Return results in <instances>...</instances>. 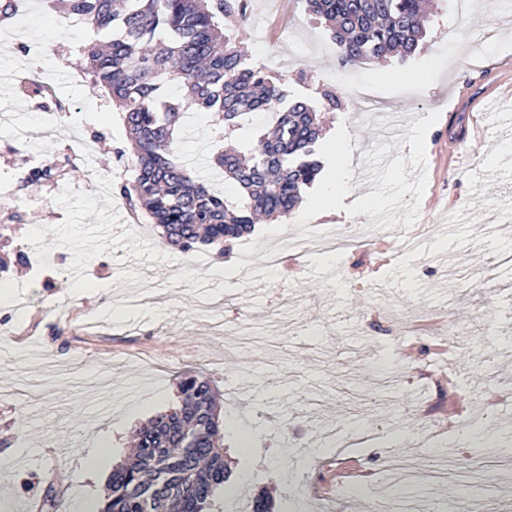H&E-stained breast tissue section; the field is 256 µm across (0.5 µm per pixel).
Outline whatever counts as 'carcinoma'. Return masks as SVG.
<instances>
[{
  "mask_svg": "<svg viewBox=\"0 0 512 512\" xmlns=\"http://www.w3.org/2000/svg\"><path fill=\"white\" fill-rule=\"evenodd\" d=\"M63 19L91 34L81 48L85 72L119 114L134 178L123 194L161 228L181 253L215 248L219 258L251 233L259 216L285 219L322 170L320 112L288 90V81L249 62L239 33L249 0H61ZM427 0H305L329 23L344 66L392 57L405 62L425 35ZM214 115L218 137L251 124L257 112L270 130L248 155L230 147L213 154L233 182V198L217 194L175 158L185 114ZM24 266L15 248L0 271ZM179 406L137 433L132 462L112 469L103 512H212L230 482L224 434L211 380L179 383Z\"/></svg>",
  "mask_w": 512,
  "mask_h": 512,
  "instance_id": "carcinoma-1",
  "label": "carcinoma"
}]
</instances>
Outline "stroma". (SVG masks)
Returning <instances> with one entry per match:
<instances>
[{"mask_svg": "<svg viewBox=\"0 0 512 512\" xmlns=\"http://www.w3.org/2000/svg\"><path fill=\"white\" fill-rule=\"evenodd\" d=\"M457 0H435L426 37L406 62L340 65L323 20L304 0H252L254 28L241 32L253 63L286 76L290 90L321 104V90L343 93L325 116L324 133H340L352 147L350 195L339 213L306 221H262L233 244L226 258L165 247L158 231L127 220L122 184L132 180L124 155L127 135L101 90L81 79L77 51L86 33L60 28L57 14L39 0H23L18 25L23 40L0 44V112L12 127H31L38 109L14 81L24 68L52 78L53 95L84 113L81 124L64 119L55 139L35 141L48 156L66 155L75 139L89 141L88 158L110 184L91 193L84 167L56 179L0 189V220L21 212L8 230L14 245L39 247L62 273L47 286L28 285V269L0 273L11 289L26 287L30 304L18 312L13 297L0 300V460L19 465L0 478V512H31L48 483L60 492L57 512H78L70 495L104 504L113 466L131 452L137 430L178 401L187 372L207 374L221 394L224 445L232 457V491H267L272 512H291L289 473L313 454L321 427L347 434L381 432L380 442L313 466V490L330 489L332 512H362L382 505L389 482L386 456L420 464L421 500L451 499L469 512L487 494L492 512H512V466L498 431L478 418L475 385L489 369L512 374V206L497 205L512 183V152L496 126L460 111L462 93H481L484 66L512 76V24L475 0L460 12ZM491 31L478 49L468 40ZM48 45L46 59L24 54V41ZM368 87L370 107L348 91ZM442 92V108L430 106ZM394 113L390 138L376 140V112ZM470 139H455L459 124ZM425 131L427 147L401 151ZM216 146L207 112L192 119L178 146L180 160L208 174ZM385 167L381 213L363 210L366 169ZM87 164V165H88ZM333 234L349 240L336 257L309 255L277 268L265 262L287 235ZM251 246L247 267L237 264ZM83 269L73 277L74 269ZM245 311L255 340H238L237 311ZM441 315L438 338L411 335L416 319ZM100 371L92 384L82 367ZM395 371L399 384L378 387L379 373ZM264 389L266 403L243 405L233 383ZM436 432L445 447L427 439ZM445 462L447 480L432 481Z\"/></svg>", "mask_w": 512, "mask_h": 512, "instance_id": "1", "label": "stroma"}]
</instances>
